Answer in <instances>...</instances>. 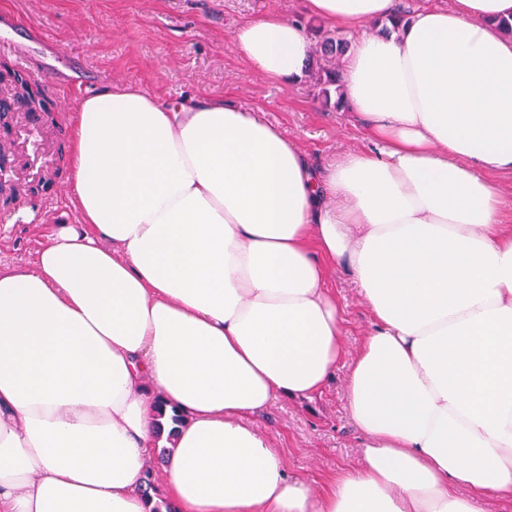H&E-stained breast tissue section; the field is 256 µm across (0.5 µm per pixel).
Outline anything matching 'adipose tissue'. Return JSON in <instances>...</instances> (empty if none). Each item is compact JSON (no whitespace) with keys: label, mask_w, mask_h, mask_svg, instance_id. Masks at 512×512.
Segmentation results:
<instances>
[{"label":"adipose tissue","mask_w":512,"mask_h":512,"mask_svg":"<svg viewBox=\"0 0 512 512\" xmlns=\"http://www.w3.org/2000/svg\"><path fill=\"white\" fill-rule=\"evenodd\" d=\"M356 36L344 99L373 149L315 167L259 111L116 82L82 98L81 214L0 267V512H477L512 501V0H303ZM233 44L312 61L277 13ZM346 262L371 326L347 377L362 464L313 488L257 420L336 371ZM163 400L180 426L155 417ZM174 431L147 485L160 434ZM493 181L497 185L502 206V218L504 223L512 224V174L500 173L493 176Z\"/></svg>","instance_id":"adipose-tissue-1"}]
</instances>
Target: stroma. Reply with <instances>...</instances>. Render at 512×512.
Listing matches in <instances>:
<instances>
[{
  "label": "stroma",
  "instance_id": "1",
  "mask_svg": "<svg viewBox=\"0 0 512 512\" xmlns=\"http://www.w3.org/2000/svg\"><path fill=\"white\" fill-rule=\"evenodd\" d=\"M270 12L308 21L301 0H0V15L18 18L13 31L34 26L53 43L46 58L50 66L81 62L94 75L95 89L122 82L174 104L195 94L261 109L320 166L369 149L364 123L325 101L311 78L273 82L242 61L233 47L235 28ZM69 175L70 137L64 134L55 141L52 172L42 180L43 191L31 196L27 213L11 204L0 207V216L14 220L11 232L0 238V264L30 265L55 225L77 223L70 198L53 201ZM328 285L342 310L350 358L369 317L345 264L331 271ZM347 373V364H340L321 393L309 400H278L260 423L289 468L317 486L360 465L362 437L349 416Z\"/></svg>",
  "mask_w": 512,
  "mask_h": 512
}]
</instances>
